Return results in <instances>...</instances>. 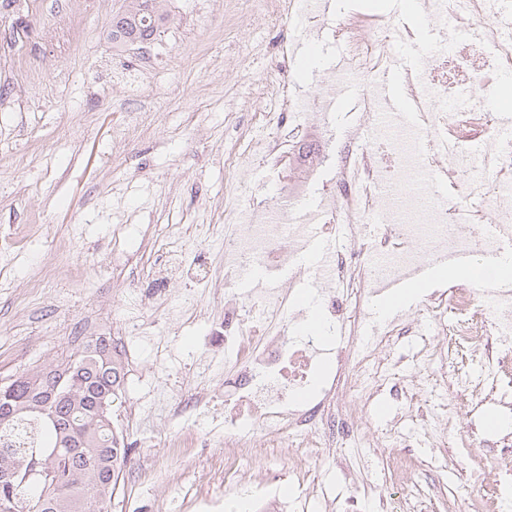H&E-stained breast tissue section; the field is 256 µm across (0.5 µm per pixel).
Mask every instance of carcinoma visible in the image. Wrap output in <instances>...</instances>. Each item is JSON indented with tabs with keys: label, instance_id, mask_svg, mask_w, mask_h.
I'll return each mask as SVG.
<instances>
[{
	"label": "carcinoma",
	"instance_id": "carcinoma-1",
	"mask_svg": "<svg viewBox=\"0 0 512 512\" xmlns=\"http://www.w3.org/2000/svg\"><path fill=\"white\" fill-rule=\"evenodd\" d=\"M167 0H130L112 18V44L148 43L168 20ZM125 367L110 336H97L54 368L0 386V512H102L127 462L128 448L98 418L101 402L119 399Z\"/></svg>",
	"mask_w": 512,
	"mask_h": 512
}]
</instances>
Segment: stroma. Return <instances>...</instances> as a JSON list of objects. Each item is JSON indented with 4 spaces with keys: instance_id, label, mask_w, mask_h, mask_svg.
Here are the masks:
<instances>
[{
    "instance_id": "1",
    "label": "stroma",
    "mask_w": 512,
    "mask_h": 512,
    "mask_svg": "<svg viewBox=\"0 0 512 512\" xmlns=\"http://www.w3.org/2000/svg\"><path fill=\"white\" fill-rule=\"evenodd\" d=\"M125 0H81L73 39L56 0L0 7V379L46 367L113 321L138 329L112 422L129 466L108 512H229L224 476V355L205 345L224 298L199 272L224 265L227 153L259 138L275 41L296 15L246 0H168L148 45L113 46ZM197 268L151 294L169 232ZM205 389L212 407L173 412ZM196 460L184 464L185 456Z\"/></svg>"
}]
</instances>
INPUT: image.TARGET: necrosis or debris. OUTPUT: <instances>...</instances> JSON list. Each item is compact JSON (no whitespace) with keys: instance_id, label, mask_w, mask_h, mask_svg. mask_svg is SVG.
I'll return each mask as SVG.
<instances>
[{"instance_id":"necrosis-or-debris-1","label":"necrosis or debris","mask_w":512,"mask_h":512,"mask_svg":"<svg viewBox=\"0 0 512 512\" xmlns=\"http://www.w3.org/2000/svg\"><path fill=\"white\" fill-rule=\"evenodd\" d=\"M307 8L302 36L331 30L343 45L342 67L326 88L296 92L291 40L280 39L262 114L272 134L237 140L228 167L238 176L257 163L284 165L288 180L277 183L272 204L261 210L227 194L223 280L284 267L293 281L311 278L322 291V328L305 330L308 310L284 290L261 287L247 298L225 291L224 450L250 458L284 448L296 474L313 459L332 463L352 491L345 512H360L364 502L375 512H431L406 457H391L388 470L411 498L408 506L353 470L346 452L384 447L389 435L407 448L424 440L444 448L453 434L486 450L478 470L484 493L472 512H506L512 500L499 490V467L512 463V422L502 421L480 440L469 419L478 403L512 410L504 369L512 363V286L497 277L480 286L457 277L427 294L414 318L393 321L368 343L360 313L375 288L423 263L458 253L482 257L512 245V134L502 132L484 100L500 75L512 71V0H420L443 49L404 71L412 124L388 111L372 83L412 30L377 13L338 19L319 0ZM345 81L362 87V119L335 146L333 177L319 183L291 140L325 139V113ZM300 112L312 118L295 136L290 127ZM314 224L343 242L325 268H306L299 258ZM416 336L422 339L413 358L418 375L405 384L392 381L397 344ZM475 364L482 374L472 372ZM434 384L457 400L454 426L438 419L430 400ZM386 390L402 408L386 430L368 429L369 413Z\"/></svg>"}]
</instances>
